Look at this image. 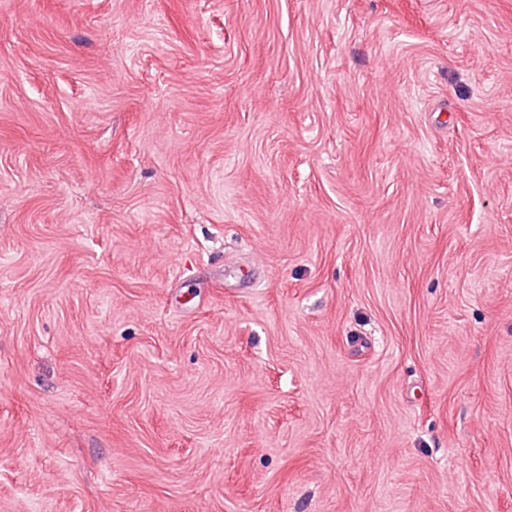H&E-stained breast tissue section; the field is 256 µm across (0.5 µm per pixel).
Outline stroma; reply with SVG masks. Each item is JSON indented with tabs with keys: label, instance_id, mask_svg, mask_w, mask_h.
Segmentation results:
<instances>
[{
	"label": "stroma",
	"instance_id": "35a3bbf8",
	"mask_svg": "<svg viewBox=\"0 0 512 512\" xmlns=\"http://www.w3.org/2000/svg\"><path fill=\"white\" fill-rule=\"evenodd\" d=\"M0 512H512V0H0Z\"/></svg>",
	"mask_w": 512,
	"mask_h": 512
}]
</instances>
